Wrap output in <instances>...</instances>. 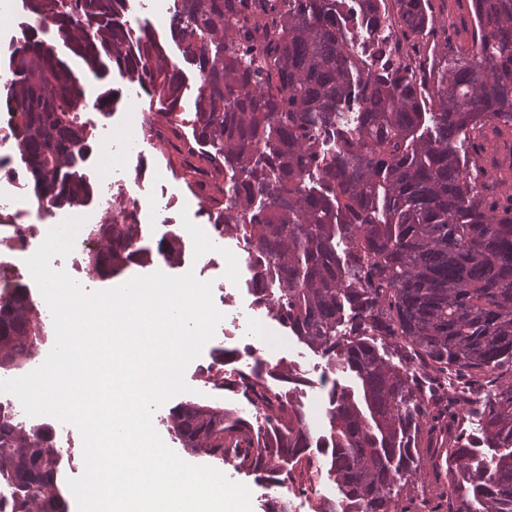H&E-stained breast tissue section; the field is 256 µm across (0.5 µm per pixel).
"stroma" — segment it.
<instances>
[{"label":"stroma","instance_id":"1","mask_svg":"<svg viewBox=\"0 0 512 512\" xmlns=\"http://www.w3.org/2000/svg\"><path fill=\"white\" fill-rule=\"evenodd\" d=\"M433 5L436 15L447 21L449 29L447 46L440 48L429 60L430 66L441 71L445 69L449 58L457 55L459 47L465 46L469 39V33L473 27L471 0H433ZM85 89L86 97L91 101L106 90L112 89L118 92L120 101L111 115L104 116L95 112L85 119L86 125L94 127L99 135L112 140L119 137L127 113L148 112L156 107L149 95L131 92L129 83L117 76L102 81H88ZM138 149L144 155L142 175L139 183L129 184L128 189L131 195L165 192L172 200L168 211L142 227L145 241L153 246L160 238L169 236L172 225L185 223L189 207L191 203L196 202L197 197L179 176L181 167L178 156L164 154L163 147L154 133H147L146 137L142 138ZM51 266L54 270L67 272L81 284L84 290L89 292L113 288L133 277L157 271L171 276L191 272L198 280L211 282L213 302L224 306V317L217 324L214 333L216 344L218 347L237 351L239 357L235 364L222 365L216 363L213 350H202L185 370L184 377L190 387L189 392L176 395L157 407L152 415V423L163 442L184 462L223 471L229 480L248 488L252 512H265L266 500L271 491L258 482L255 475L237 470L230 463L214 460L202 450L183 447L173 438L167 427L171 407L191 400L221 403L227 407L241 409L243 413H250L251 408L245 404L241 395L229 388L214 389L213 385L207 384L205 377L218 373L228 379L232 376L233 368H245L247 361L242 358L241 353L250 341L247 322L252 318L264 324L269 347L276 356V364L286 369H293L307 378L308 383L299 391L297 399L303 403L315 433L319 434L323 431L324 410L328 404L327 390L323 386L324 380L333 378L341 384L351 385L355 382L353 374L333 368L327 358L300 342L290 330L282 327L275 320L267 307L257 306L254 296L246 289L241 288L235 291L228 289V282L235 279L238 272L226 265L190 269L183 263H171L158 255L155 256L152 264L129 267L122 274L108 280L89 275L84 267L72 264L70 257L67 256L54 257Z\"/></svg>","mask_w":512,"mask_h":512}]
</instances>
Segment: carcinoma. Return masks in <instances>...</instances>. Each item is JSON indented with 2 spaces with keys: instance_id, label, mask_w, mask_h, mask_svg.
Masks as SVG:
<instances>
[{
  "instance_id": "obj_1",
  "label": "carcinoma",
  "mask_w": 512,
  "mask_h": 512,
  "mask_svg": "<svg viewBox=\"0 0 512 512\" xmlns=\"http://www.w3.org/2000/svg\"><path fill=\"white\" fill-rule=\"evenodd\" d=\"M393 2L391 16L382 6ZM432 0H354L366 23L392 28L381 67L359 63L340 0H171L169 31L198 76L192 136L182 132L186 74L159 36L124 22L127 0H23L27 30L8 57L5 110L36 200L85 205L79 162L89 140L81 78L112 71L157 98L162 145L181 157L213 223L265 261L267 306L295 336L354 374L330 380L325 434L270 381L304 379L256 363L231 387L250 418L214 403L172 408L187 448L268 487L305 490L325 457L338 500L315 512H512V163L503 172L460 155L461 135L483 158L512 136V0H471L472 46L433 75ZM230 175L228 190L219 178ZM90 271L109 276L152 257L133 214L98 225ZM46 339L28 288L0 302V368H18ZM396 355L399 363L391 360ZM477 414L482 435L461 427ZM433 459L436 495L401 501ZM65 460L41 429L0 412V486L8 512H69Z\"/></svg>"
}]
</instances>
